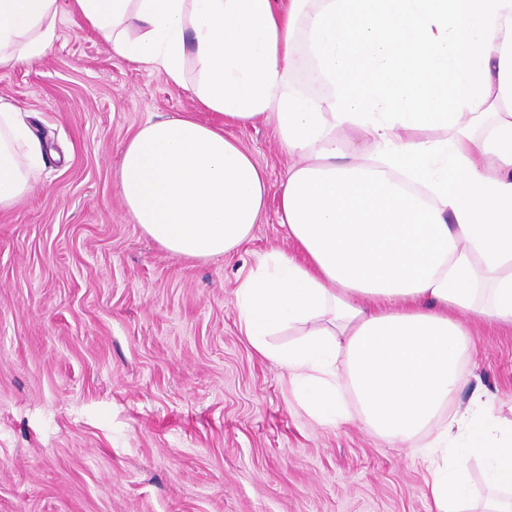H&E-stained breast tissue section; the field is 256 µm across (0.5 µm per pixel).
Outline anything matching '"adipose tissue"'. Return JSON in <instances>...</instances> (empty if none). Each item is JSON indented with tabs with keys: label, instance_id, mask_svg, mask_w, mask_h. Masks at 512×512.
<instances>
[{
	"label": "adipose tissue",
	"instance_id": "1",
	"mask_svg": "<svg viewBox=\"0 0 512 512\" xmlns=\"http://www.w3.org/2000/svg\"><path fill=\"white\" fill-rule=\"evenodd\" d=\"M122 59L220 124L148 118L117 183L168 252L219 258L266 210L264 169L225 125L271 122L295 159L277 219L298 249L242 280L239 324L319 422L358 416L421 447L433 512H512V421L451 412L476 320L512 327V0H71ZM58 0H0V69L43 57ZM0 99V210L42 160ZM291 333L288 344L277 336ZM356 412H349V403ZM493 497L477 505L466 461Z\"/></svg>",
	"mask_w": 512,
	"mask_h": 512
}]
</instances>
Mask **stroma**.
Instances as JSON below:
<instances>
[{
    "label": "stroma",
    "instance_id": "obj_1",
    "mask_svg": "<svg viewBox=\"0 0 512 512\" xmlns=\"http://www.w3.org/2000/svg\"><path fill=\"white\" fill-rule=\"evenodd\" d=\"M57 33L0 69V97L45 146L32 192L0 211V512H431L417 450L315 420L240 329L243 278L295 250L273 125L232 130L270 185L250 239L174 256L132 223L116 169L148 116L197 112L190 92L114 56L68 0ZM473 332L452 405L476 390L512 419V330Z\"/></svg>",
    "mask_w": 512,
    "mask_h": 512
}]
</instances>
